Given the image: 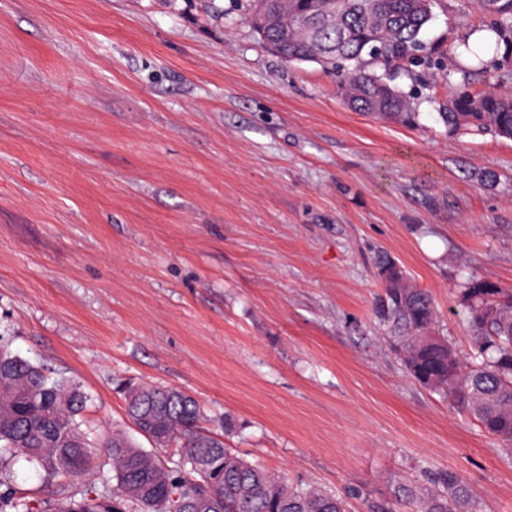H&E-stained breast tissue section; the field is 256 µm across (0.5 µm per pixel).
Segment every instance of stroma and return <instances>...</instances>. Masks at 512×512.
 I'll use <instances>...</instances> for the list:
<instances>
[{
	"label": "stroma",
	"mask_w": 512,
	"mask_h": 512,
	"mask_svg": "<svg viewBox=\"0 0 512 512\" xmlns=\"http://www.w3.org/2000/svg\"><path fill=\"white\" fill-rule=\"evenodd\" d=\"M247 8L0 0V335L80 381L97 433L129 426L119 382L174 386L232 419L227 448L349 512L448 471L512 512V456L406 375L375 316L385 253L473 357L455 283L512 288V139L439 114L512 79L397 73L407 128L285 63ZM482 21L442 0L422 39L449 53Z\"/></svg>",
	"instance_id": "stroma-1"
}]
</instances>
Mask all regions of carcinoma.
Segmentation results:
<instances>
[{"instance_id":"obj_1","label":"carcinoma","mask_w":512,"mask_h":512,"mask_svg":"<svg viewBox=\"0 0 512 512\" xmlns=\"http://www.w3.org/2000/svg\"><path fill=\"white\" fill-rule=\"evenodd\" d=\"M436 0H295L274 18L277 0H251L248 23L288 63L319 61L336 73L348 106L375 118L417 124L414 98L393 83L394 70L421 61V33ZM495 36L499 70L512 67V0H476ZM440 118L450 131L492 132L512 139V91H482L448 98ZM467 311L475 360L461 358L435 333L430 294L400 271L383 292L377 314L387 344L419 385L447 396L512 454V289L470 275L457 284ZM88 394L79 382L52 376L21 357L0 336V512H171L174 494L186 512H348L344 497L312 484L288 483L264 466L232 452L224 436L202 425L204 412L189 392L168 386H126V416L155 449L177 447L178 459L138 446L124 430L98 437L83 412ZM106 449L103 465L115 485L72 486L36 502L12 484L24 461L45 482L89 473L92 449ZM479 512L464 480L440 473L425 485L404 484L395 505L377 512Z\"/></svg>"}]
</instances>
